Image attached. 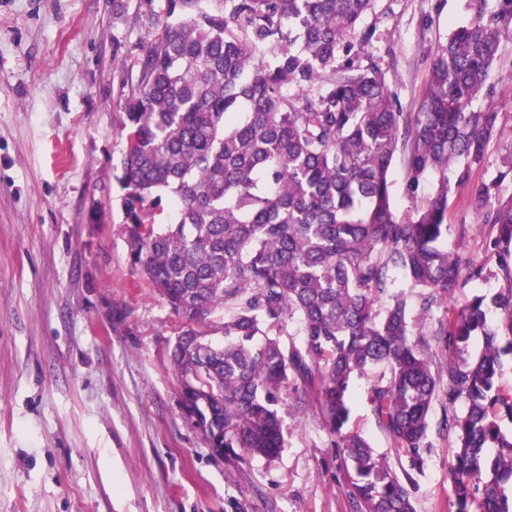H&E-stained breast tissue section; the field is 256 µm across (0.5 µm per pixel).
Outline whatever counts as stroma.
<instances>
[{
	"mask_svg": "<svg viewBox=\"0 0 512 512\" xmlns=\"http://www.w3.org/2000/svg\"><path fill=\"white\" fill-rule=\"evenodd\" d=\"M498 0H375L368 56L406 112L431 54L476 5ZM139 0H0V512H354L344 463L318 411L283 394L285 446L272 460L217 453L184 417L171 360L182 326L130 269L114 165L119 108L147 36ZM502 130L473 183L512 195V36L472 103ZM448 249L483 261L492 238L448 199ZM351 424L396 474L416 481L415 512H448L456 444L435 402L421 465L391 452L368 400Z\"/></svg>",
	"mask_w": 512,
	"mask_h": 512,
	"instance_id": "1",
	"label": "stroma"
}]
</instances>
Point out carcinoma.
<instances>
[{
    "instance_id": "cac0c4a2",
    "label": "carcinoma",
    "mask_w": 512,
    "mask_h": 512,
    "mask_svg": "<svg viewBox=\"0 0 512 512\" xmlns=\"http://www.w3.org/2000/svg\"><path fill=\"white\" fill-rule=\"evenodd\" d=\"M373 2L140 0L149 38L120 103L115 165L128 262L187 325L172 362L179 381L199 380L188 402L224 425L226 450L277 457L292 386L340 448L355 512H414L413 477L349 426L353 380L382 368L369 402L395 454L422 463L430 411L445 399L455 512H512V436L501 431L512 394L498 385L512 354V195L496 181L476 186L471 205L495 231L503 287L424 329L485 271L448 252V168L467 185L500 135L497 113L471 105L512 33V0L477 8L436 48L416 112L401 111L374 65L356 63L374 35L357 28ZM398 153L414 202L405 217L391 196ZM167 207L175 222L157 223ZM399 274L418 289L414 308ZM218 310L228 315L215 343L193 325ZM292 326L301 348L283 340Z\"/></svg>"
}]
</instances>
